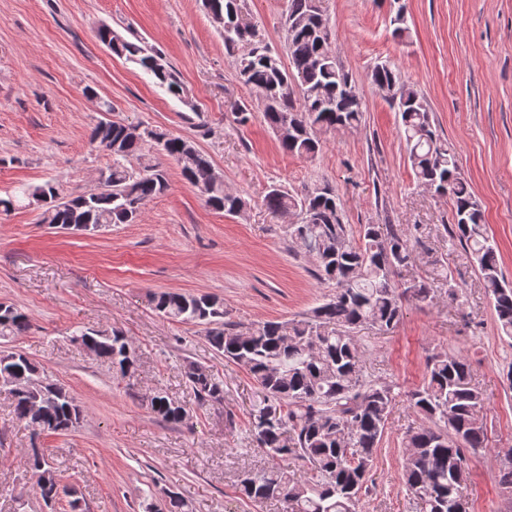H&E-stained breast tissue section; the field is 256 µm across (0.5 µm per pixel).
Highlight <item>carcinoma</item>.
Masks as SVG:
<instances>
[{"label": "carcinoma", "instance_id": "carcinoma-1", "mask_svg": "<svg viewBox=\"0 0 512 512\" xmlns=\"http://www.w3.org/2000/svg\"><path fill=\"white\" fill-rule=\"evenodd\" d=\"M242 2L205 0V6L222 30L224 49L240 78L262 93L264 118L282 148L312 158L321 150V132L355 128L364 112L352 76L332 47L321 0H288L283 22L287 65L252 42L254 24ZM97 37L170 95L187 101L176 70L142 38L134 34L128 39L108 25L98 28ZM370 78L389 94L400 116L418 183L452 202L453 239L476 264L501 337L512 339V282L502 273L497 246L455 153L433 129L426 98L389 62L376 64ZM90 142L112 156L102 188L67 195L58 182L47 180L28 186L20 197H0V212L7 214L23 201L39 211V223L66 231L134 224L144 205L170 187L162 163L150 156L152 147L177 164L207 206L231 215L247 207L241 196L224 190V176L192 139L101 120L91 129ZM264 206L293 218L284 225L285 234L315 257L320 278L335 286L328 299L296 318L245 330L226 319L224 302L211 295L161 291L151 295L150 305L168 320L206 326L210 345L252 376L257 400L250 411L251 432L273 465L243 472L236 484L241 497L256 503L282 500L288 512H357L395 395L392 386L365 375L354 330L368 325L390 331L400 321L404 302H431L435 291L425 280L400 283L412 256L409 240L386 224H362L353 231L339 197L328 187L299 194L275 185ZM29 326L27 315L0 303V338L20 336ZM77 339L122 375L135 368V350L122 333L82 332ZM185 376L198 405L224 402L223 381L209 370L190 363ZM0 379L11 395L15 420L34 435L65 434L81 422V408L65 386L24 354L0 351ZM147 401L159 421L178 425L185 420L186 408L168 395L156 393ZM409 402L425 423L408 428L403 437L407 490L419 512H448L450 503L466 512L469 461L489 442L485 397L473 383L469 360L446 352L431 355L427 379L409 394ZM29 469L33 490L52 505L60 493L52 458L34 448ZM498 485L512 497V448L499 458Z\"/></svg>", "mask_w": 512, "mask_h": 512}]
</instances>
